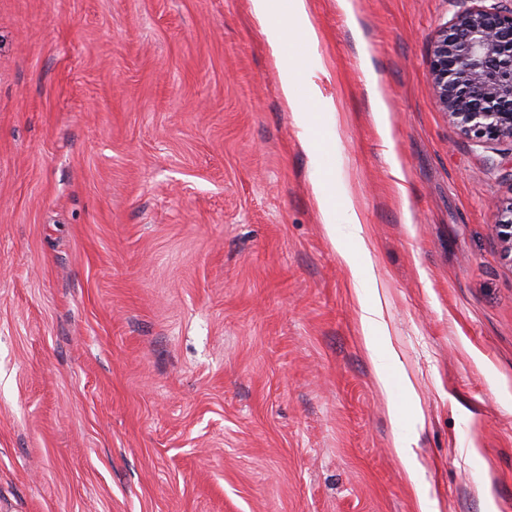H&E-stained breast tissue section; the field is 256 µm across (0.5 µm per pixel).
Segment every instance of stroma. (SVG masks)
Here are the masks:
<instances>
[{
  "instance_id": "35a3bbf8",
  "label": "stroma",
  "mask_w": 512,
  "mask_h": 512,
  "mask_svg": "<svg viewBox=\"0 0 512 512\" xmlns=\"http://www.w3.org/2000/svg\"><path fill=\"white\" fill-rule=\"evenodd\" d=\"M418 395L391 419L249 0H0V512H512V144L436 104L462 0H307ZM389 111L395 179L361 68ZM477 446L480 459L469 456ZM496 227L503 243V256L512 266V196L495 203ZM410 443L408 438L403 436H396L395 439V449L398 456L402 459L406 471L408 473V478L411 483V491L414 498V502L419 512H437L435 508V504L428 499L426 496L423 486L418 480L415 470L414 464L412 461L411 453H410Z\"/></svg>"
}]
</instances>
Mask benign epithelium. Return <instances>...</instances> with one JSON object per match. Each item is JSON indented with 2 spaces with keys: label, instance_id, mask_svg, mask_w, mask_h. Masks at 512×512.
<instances>
[{
  "label": "benign epithelium",
  "instance_id": "benign-epithelium-1",
  "mask_svg": "<svg viewBox=\"0 0 512 512\" xmlns=\"http://www.w3.org/2000/svg\"><path fill=\"white\" fill-rule=\"evenodd\" d=\"M430 72L439 108L462 134L512 142V8L458 12L433 39ZM495 209L503 256L512 265V197Z\"/></svg>",
  "mask_w": 512,
  "mask_h": 512
}]
</instances>
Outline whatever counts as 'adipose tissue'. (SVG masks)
I'll return each instance as SVG.
<instances>
[{
    "instance_id": "ef3b65f1",
    "label": "adipose tissue",
    "mask_w": 512,
    "mask_h": 512,
    "mask_svg": "<svg viewBox=\"0 0 512 512\" xmlns=\"http://www.w3.org/2000/svg\"><path fill=\"white\" fill-rule=\"evenodd\" d=\"M250 4L265 34L272 64L278 72L281 94L302 130L301 143L311 159H320L330 150L331 140L320 133L318 121L333 104L319 92L313 80V70L300 65L298 54L288 50L293 41L305 50L318 41L306 0H250ZM312 189L323 216L325 232L341 260L349 267L355 291L361 294L359 322L365 348L381 386H389L396 354L383 348L377 335L383 327L380 302L363 294L370 280L372 259L364 242L359 213L351 198L337 196L334 170L317 169ZM340 219L348 228L347 235H340L336 228Z\"/></svg>"
}]
</instances>
